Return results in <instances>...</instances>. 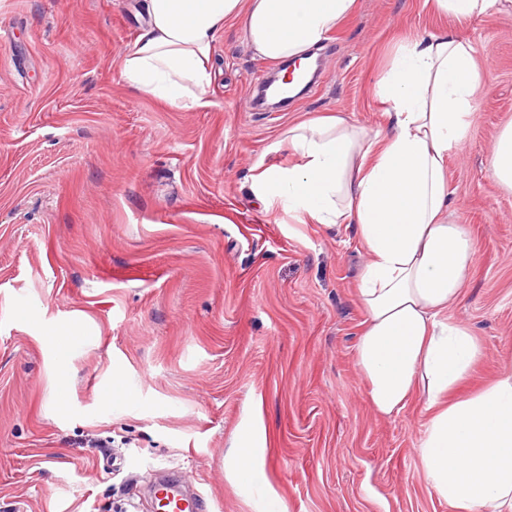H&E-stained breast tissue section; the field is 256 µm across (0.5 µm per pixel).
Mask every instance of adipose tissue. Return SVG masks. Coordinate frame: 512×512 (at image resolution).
I'll use <instances>...</instances> for the list:
<instances>
[{
    "label": "adipose tissue",
    "instance_id": "1",
    "mask_svg": "<svg viewBox=\"0 0 512 512\" xmlns=\"http://www.w3.org/2000/svg\"><path fill=\"white\" fill-rule=\"evenodd\" d=\"M146 22L120 59L144 96L184 111L208 107L215 37L236 19L253 54L311 63L310 53L349 19L356 0H145ZM480 80L473 45L454 31L401 41L375 83L391 128L369 136L342 116L302 121L286 141L299 164L270 165L252 189L265 207L314 224H351L368 261L357 284L364 313L355 363L376 414L421 397L419 453L435 493L455 512H512V369L458 395L484 348L448 309L474 255L448 221V155L466 140ZM264 436L247 427L229 464L254 487Z\"/></svg>",
    "mask_w": 512,
    "mask_h": 512
}]
</instances>
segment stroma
Masks as SVG:
<instances>
[{
    "instance_id": "obj_1",
    "label": "stroma",
    "mask_w": 512,
    "mask_h": 512,
    "mask_svg": "<svg viewBox=\"0 0 512 512\" xmlns=\"http://www.w3.org/2000/svg\"><path fill=\"white\" fill-rule=\"evenodd\" d=\"M143 14L144 0H0V512H157L163 470L203 512H256L225 470L249 424L284 512H454L421 466V398L378 416L355 366L353 229L265 209L251 184L257 161L291 163L274 145L297 122L387 130L374 85L405 37L470 41L482 80L448 156V221L475 257L448 317L483 343L459 393L479 390L512 366V190L490 173L512 121V10L455 23L424 0H357L309 90L277 111L254 102L277 63L228 22L211 104L190 112L120 75ZM67 329L66 352L46 342ZM117 381L128 399L103 409Z\"/></svg>"
}]
</instances>
